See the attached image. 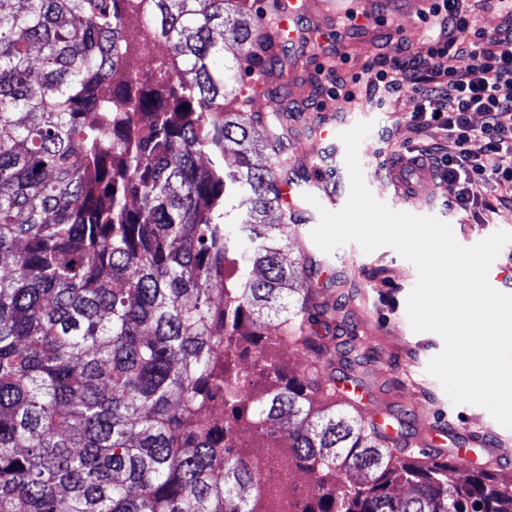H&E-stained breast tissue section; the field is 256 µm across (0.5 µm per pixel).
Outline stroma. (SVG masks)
I'll return each mask as SVG.
<instances>
[{"label": "stroma", "instance_id": "stroma-1", "mask_svg": "<svg viewBox=\"0 0 512 512\" xmlns=\"http://www.w3.org/2000/svg\"><path fill=\"white\" fill-rule=\"evenodd\" d=\"M376 15V22L356 33L338 29L336 17L308 21L319 46L309 56L302 75L271 79L257 89L252 111H268L272 101L282 103L279 128L287 132L286 155L293 170L307 172L310 202L304 203L300 221L288 233L289 259L305 258L313 265L310 279L315 303L332 308L331 327L320 328L326 342L352 341L356 356H337L335 363L310 367L302 351L281 347L276 356L289 372L303 373L320 387L336 383L349 397L361 402L366 421L387 426L402 437L427 432L429 425L446 422L444 455L455 454L463 433L487 431L499 437L502 453L512 455V428L498 423L485 408L453 403L428 364L444 347L433 332H417L407 315V298L418 280L416 267L390 247L367 253L356 242L333 252L322 251L311 237L321 210L340 211L347 203L350 179L341 132L357 123H371L358 157L366 187L390 209L404 212L386 187L384 165L395 153L426 148L439 141L434 130L416 129L409 92L359 93L356 101L332 97L337 78L362 74L366 64L387 54L391 41L405 42L410 50L427 46L432 31L424 13L428 0H360ZM338 60L329 72V60ZM431 216L450 225L457 242L469 247L498 231L512 232V207H498L484 219L450 208L448 189L430 187ZM404 416L406 425L389 419V412Z\"/></svg>", "mask_w": 512, "mask_h": 512}]
</instances>
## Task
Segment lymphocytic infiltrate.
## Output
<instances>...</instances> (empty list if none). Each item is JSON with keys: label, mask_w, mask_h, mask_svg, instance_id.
Returning a JSON list of instances; mask_svg holds the SVG:
<instances>
[{"label": "lymphocytic infiltrate", "mask_w": 512, "mask_h": 512, "mask_svg": "<svg viewBox=\"0 0 512 512\" xmlns=\"http://www.w3.org/2000/svg\"><path fill=\"white\" fill-rule=\"evenodd\" d=\"M488 4L508 20L507 28L477 27L474 15ZM426 18L434 31L426 51L396 45L369 66L363 82L410 90L413 120L446 134L447 146H432L430 158L448 188L450 206L473 214L495 202L512 206V0H431ZM451 54L470 56L472 66L463 72L444 69L442 61ZM363 82L337 80L336 94L355 101ZM474 112L483 114L481 126L472 124ZM477 139L483 148L475 152L471 143Z\"/></svg>", "instance_id": "lymphocytic-infiltrate-1"}]
</instances>
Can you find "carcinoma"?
<instances>
[{"label":"carcinoma","instance_id":"cac0c4a2","mask_svg":"<svg viewBox=\"0 0 512 512\" xmlns=\"http://www.w3.org/2000/svg\"><path fill=\"white\" fill-rule=\"evenodd\" d=\"M124 2L0 0V512H261L275 420L314 476L302 512H512V473L396 448L267 352L333 357L312 269L267 221L297 222L280 104L245 111L237 76L288 65L286 0L264 24L242 0ZM134 22L172 52L146 80Z\"/></svg>","mask_w":512,"mask_h":512}]
</instances>
